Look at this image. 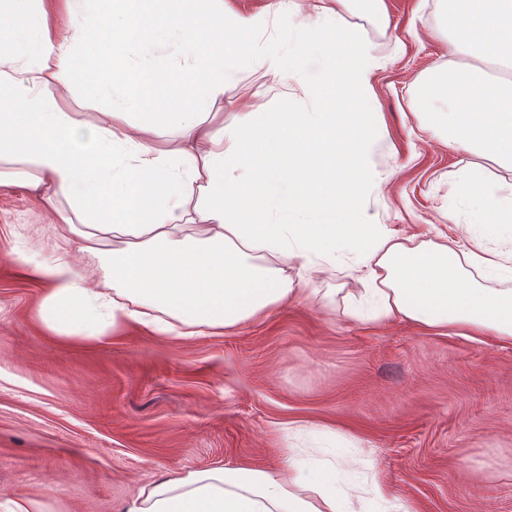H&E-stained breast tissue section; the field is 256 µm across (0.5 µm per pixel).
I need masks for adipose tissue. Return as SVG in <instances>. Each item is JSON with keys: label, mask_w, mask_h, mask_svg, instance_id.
<instances>
[{"label": "adipose tissue", "mask_w": 512, "mask_h": 512, "mask_svg": "<svg viewBox=\"0 0 512 512\" xmlns=\"http://www.w3.org/2000/svg\"><path fill=\"white\" fill-rule=\"evenodd\" d=\"M59 3L60 29L50 24ZM346 3L272 0L243 16L224 0H0V184L22 177L66 203L53 224L61 256L27 268L45 286L36 318L46 329L220 335L300 298L287 266L310 279L348 252L361 284L354 317L512 345V289L480 285L512 279L511 248L483 255L485 240L512 228V184L486 183L472 163L466 197L479 229L463 242L364 222L361 188L383 132L342 103L370 95L371 50L341 28L293 32L290 60L253 47L272 13L335 20ZM169 40L184 60L175 72L156 58ZM267 73L295 80L319 111L239 112L225 125L216 106L227 77ZM102 97L109 109L83 119ZM75 251L98 267L78 266ZM282 455L276 469L163 475L121 512H343L332 463L312 465L294 447Z\"/></svg>", "instance_id": "1"}]
</instances>
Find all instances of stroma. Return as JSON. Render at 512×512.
Masks as SVG:
<instances>
[{
    "label": "stroma",
    "mask_w": 512,
    "mask_h": 512,
    "mask_svg": "<svg viewBox=\"0 0 512 512\" xmlns=\"http://www.w3.org/2000/svg\"><path fill=\"white\" fill-rule=\"evenodd\" d=\"M436 0H350L341 24L379 59L373 92L348 99L383 130L381 180L362 208L404 237L467 235L461 183L470 154L425 132L409 108L418 81L447 66L452 36ZM307 11L271 15L259 51L289 55ZM316 111L292 82L238 75L228 112ZM45 189L0 185V512L31 494L54 512H120L161 473L249 463L270 469L287 446L336 465V485L366 489L354 512H512V347L405 321L349 313L358 283L339 273L304 297L225 330L160 338L127 328L100 342L62 340L35 311L41 282L19 257L54 258ZM386 499L371 495L374 485Z\"/></svg>",
    "instance_id": "stroma-1"
}]
</instances>
